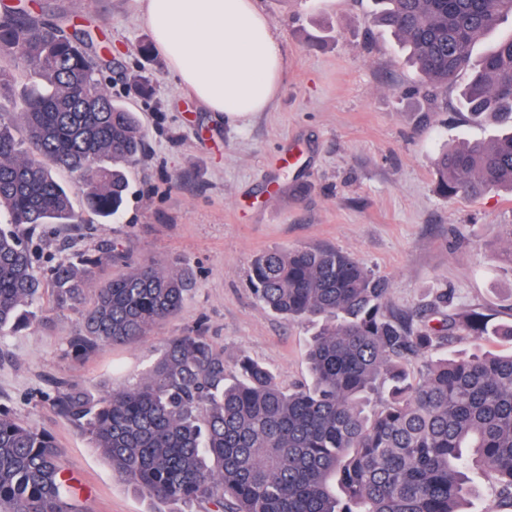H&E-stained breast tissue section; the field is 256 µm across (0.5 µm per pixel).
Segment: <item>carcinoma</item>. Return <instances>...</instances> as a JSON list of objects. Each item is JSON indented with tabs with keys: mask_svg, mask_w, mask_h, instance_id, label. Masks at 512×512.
<instances>
[{
	"mask_svg": "<svg viewBox=\"0 0 512 512\" xmlns=\"http://www.w3.org/2000/svg\"><path fill=\"white\" fill-rule=\"evenodd\" d=\"M372 23L410 53L420 86L444 88L468 67L475 44L512 0H374ZM92 38L65 15L45 20L0 5V99L30 83L24 111L0 118V337L42 322L50 286L57 309L85 302L102 256L34 267L30 234L44 224L109 220L128 189L126 168L146 150L138 114L101 88ZM512 34L484 53L461 94L474 118L502 132L446 150L434 163L448 199L512 192ZM86 175L75 210L57 172ZM192 283L187 268L138 263L96 289L69 354L135 342L174 319ZM264 307L298 322L321 321L307 349L309 383L286 390L247 356L192 331L171 336L140 382L92 396L73 384L56 411L72 422L132 488L159 503L205 512H472L470 472L488 471L512 500V353L481 349L512 336L448 290L431 308L439 326H416L386 306V284L329 247L271 249L251 262ZM465 334L476 349L439 353ZM53 437L0 409V512H72Z\"/></svg>",
	"mask_w": 512,
	"mask_h": 512,
	"instance_id": "cac0c4a2",
	"label": "carcinoma"
}]
</instances>
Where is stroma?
Wrapping results in <instances>:
<instances>
[{
    "instance_id": "35a3bbf8",
    "label": "stroma",
    "mask_w": 512,
    "mask_h": 512,
    "mask_svg": "<svg viewBox=\"0 0 512 512\" xmlns=\"http://www.w3.org/2000/svg\"><path fill=\"white\" fill-rule=\"evenodd\" d=\"M45 15L65 12L90 31L112 66L104 89L129 99L148 149L128 171L129 189L112 219L46 224L34 236L43 269L115 246L125 261L104 260L96 282L127 262L190 267L195 286L175 319L137 342L77 359L66 339L80 313L40 308L49 323L0 338V408L49 431L76 512H157L112 471L91 440L57 413L58 386L93 392L141 380L165 340L183 331L207 337L226 359L267 365L282 387L308 379L315 321L291 322L259 303L248 284L252 259L272 248H336L388 287L389 308L421 322L439 289L492 323H512V196L445 199L433 160L459 140H486L498 127L459 109L468 72L433 106L390 32L371 27L373 0H255L284 55L272 107L245 123L224 121L180 88L160 52L143 60L152 35L139 0H22ZM147 68L150 97H128L127 78Z\"/></svg>"
}]
</instances>
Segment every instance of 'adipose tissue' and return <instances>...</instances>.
<instances>
[{
	"mask_svg": "<svg viewBox=\"0 0 512 512\" xmlns=\"http://www.w3.org/2000/svg\"><path fill=\"white\" fill-rule=\"evenodd\" d=\"M156 48L196 99L232 123L273 103L282 48L254 0H142Z\"/></svg>",
	"mask_w": 512,
	"mask_h": 512,
	"instance_id": "1",
	"label": "adipose tissue"
}]
</instances>
